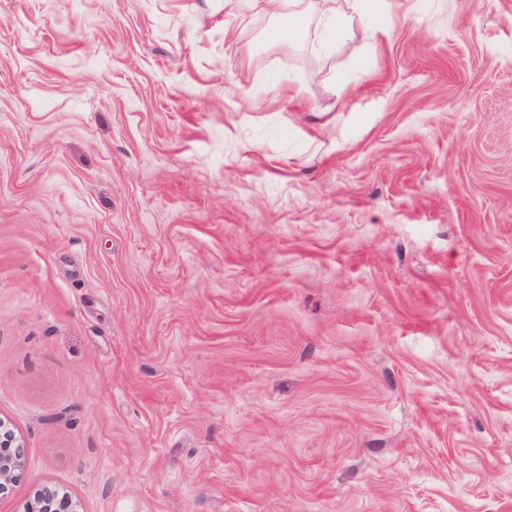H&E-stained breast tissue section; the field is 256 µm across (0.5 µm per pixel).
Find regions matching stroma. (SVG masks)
<instances>
[{"instance_id": "obj_1", "label": "stroma", "mask_w": 512, "mask_h": 512, "mask_svg": "<svg viewBox=\"0 0 512 512\" xmlns=\"http://www.w3.org/2000/svg\"><path fill=\"white\" fill-rule=\"evenodd\" d=\"M289 10L0 0V512H512V0ZM346 7L335 0L308 1L303 10L289 11L288 32L280 27L271 29L268 40L284 43H301L320 52L336 40H346L354 34V16L368 12L365 0H345ZM312 15L317 17L313 24ZM25 467V452L15 433L0 420V495L17 482ZM61 502L65 507H60ZM63 508V510H61ZM81 503L77 499H72L65 494L59 495V491L50 487H45L36 497L27 501L23 507V512H81Z\"/></svg>"}]
</instances>
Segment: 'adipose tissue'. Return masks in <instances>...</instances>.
I'll use <instances>...</instances> for the list:
<instances>
[{"mask_svg":"<svg viewBox=\"0 0 512 512\" xmlns=\"http://www.w3.org/2000/svg\"><path fill=\"white\" fill-rule=\"evenodd\" d=\"M367 0H310L307 8L289 12L287 28H273L268 38L273 42L301 43L319 52L333 42L350 38L355 16L367 13Z\"/></svg>","mask_w":512,"mask_h":512,"instance_id":"obj_1","label":"adipose tissue"}]
</instances>
